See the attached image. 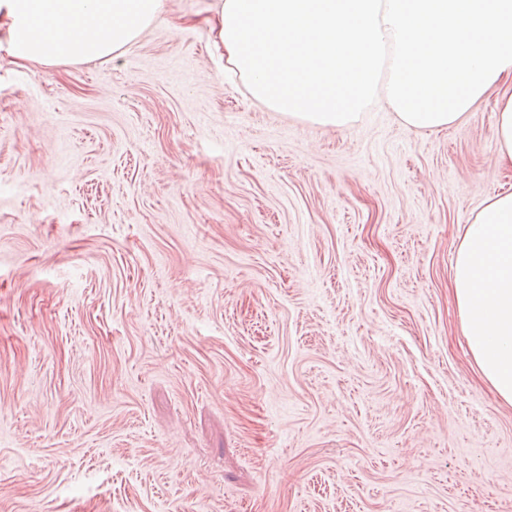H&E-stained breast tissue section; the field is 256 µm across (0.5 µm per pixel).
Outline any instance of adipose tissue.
I'll use <instances>...</instances> for the list:
<instances>
[{"instance_id":"adipose-tissue-1","label":"adipose tissue","mask_w":512,"mask_h":512,"mask_svg":"<svg viewBox=\"0 0 512 512\" xmlns=\"http://www.w3.org/2000/svg\"><path fill=\"white\" fill-rule=\"evenodd\" d=\"M163 0H0L11 63L113 56ZM226 68L269 110L342 127L381 101L406 127L446 128L512 79V0H217L207 19ZM462 333L512 405V193L485 204L454 264Z\"/></svg>"}]
</instances>
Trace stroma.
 Listing matches in <instances>:
<instances>
[{
	"label": "stroma",
	"instance_id": "35a3bbf8",
	"mask_svg": "<svg viewBox=\"0 0 512 512\" xmlns=\"http://www.w3.org/2000/svg\"><path fill=\"white\" fill-rule=\"evenodd\" d=\"M212 0L117 57L0 50V512H512L453 297L501 89L342 128L225 76Z\"/></svg>",
	"mask_w": 512,
	"mask_h": 512
}]
</instances>
